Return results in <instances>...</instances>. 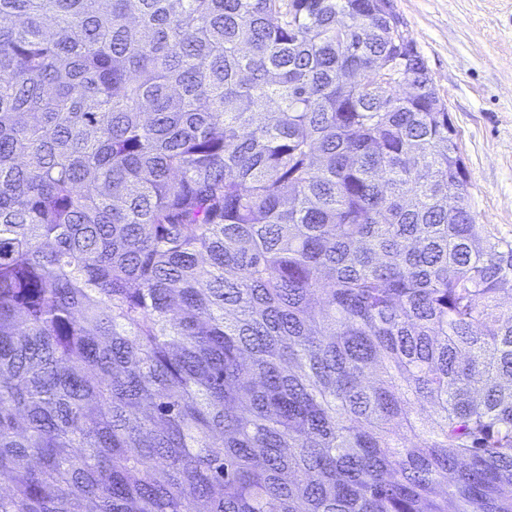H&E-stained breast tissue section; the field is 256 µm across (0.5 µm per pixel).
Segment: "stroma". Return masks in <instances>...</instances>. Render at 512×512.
I'll return each instance as SVG.
<instances>
[{
	"mask_svg": "<svg viewBox=\"0 0 512 512\" xmlns=\"http://www.w3.org/2000/svg\"><path fill=\"white\" fill-rule=\"evenodd\" d=\"M458 132L477 223L512 234V0H390Z\"/></svg>",
	"mask_w": 512,
	"mask_h": 512,
	"instance_id": "obj_1",
	"label": "stroma"
}]
</instances>
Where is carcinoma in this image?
I'll use <instances>...</instances> for the list:
<instances>
[{
    "instance_id": "cac0c4a2",
    "label": "carcinoma",
    "mask_w": 512,
    "mask_h": 512,
    "mask_svg": "<svg viewBox=\"0 0 512 512\" xmlns=\"http://www.w3.org/2000/svg\"><path fill=\"white\" fill-rule=\"evenodd\" d=\"M384 0H0V512H512V236Z\"/></svg>"
}]
</instances>
